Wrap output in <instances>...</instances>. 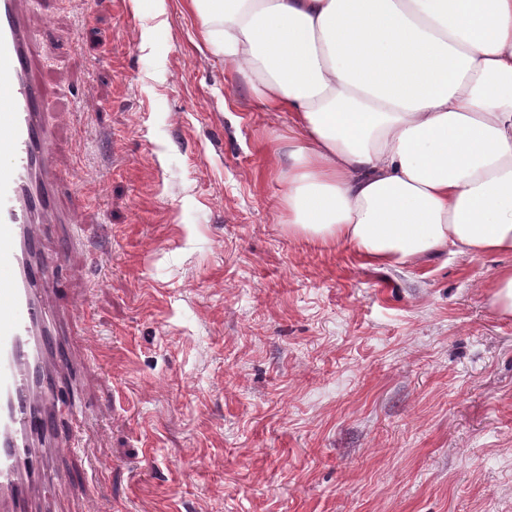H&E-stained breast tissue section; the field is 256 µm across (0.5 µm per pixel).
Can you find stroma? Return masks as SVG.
<instances>
[{"label": "stroma", "mask_w": 512, "mask_h": 512, "mask_svg": "<svg viewBox=\"0 0 512 512\" xmlns=\"http://www.w3.org/2000/svg\"><path fill=\"white\" fill-rule=\"evenodd\" d=\"M53 153L92 250L39 512H512V255L362 264L289 234L288 115L236 91L183 0H46ZM486 288L494 310L502 316H512V266L496 271Z\"/></svg>", "instance_id": "35a3bbf8"}]
</instances>
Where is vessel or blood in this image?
Wrapping results in <instances>:
<instances>
[{
	"label": "vessel or blood",
	"instance_id": "b4317fda",
	"mask_svg": "<svg viewBox=\"0 0 512 512\" xmlns=\"http://www.w3.org/2000/svg\"><path fill=\"white\" fill-rule=\"evenodd\" d=\"M44 55L23 0H0V512H36L33 490H63L46 449L66 370L56 352L79 314L47 294L54 277L46 242L70 243L79 213L57 204L67 174L45 120L58 90L38 76Z\"/></svg>",
	"mask_w": 512,
	"mask_h": 512
}]
</instances>
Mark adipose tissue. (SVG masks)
<instances>
[{
  "label": "adipose tissue",
  "mask_w": 512,
  "mask_h": 512,
  "mask_svg": "<svg viewBox=\"0 0 512 512\" xmlns=\"http://www.w3.org/2000/svg\"><path fill=\"white\" fill-rule=\"evenodd\" d=\"M284 112L289 232L380 268L512 254V0H189Z\"/></svg>",
  "instance_id": "1"
}]
</instances>
